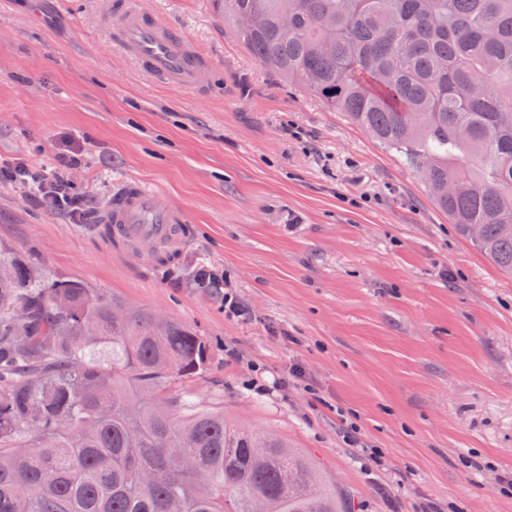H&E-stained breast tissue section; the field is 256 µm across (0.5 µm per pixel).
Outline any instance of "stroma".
Wrapping results in <instances>:
<instances>
[{
  "label": "stroma",
  "instance_id": "35a3bbf8",
  "mask_svg": "<svg viewBox=\"0 0 512 512\" xmlns=\"http://www.w3.org/2000/svg\"><path fill=\"white\" fill-rule=\"evenodd\" d=\"M112 3L0 0V158L51 170L75 152L60 171L85 211L0 182V251L208 339L206 372L173 393L311 454L355 512H512V277L396 152L260 66L212 0H139L212 60L201 93L113 45ZM126 179L194 224L174 259L90 233ZM200 267L225 288L195 287Z\"/></svg>",
  "mask_w": 512,
  "mask_h": 512
}]
</instances>
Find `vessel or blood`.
<instances>
[{"label":"vessel or blood","instance_id":"vessel-or-blood-1","mask_svg":"<svg viewBox=\"0 0 512 512\" xmlns=\"http://www.w3.org/2000/svg\"><path fill=\"white\" fill-rule=\"evenodd\" d=\"M117 17L119 44L146 73L192 91L216 79L208 59L188 46L175 28L158 25L148 12L122 4ZM92 232L125 245L150 241L166 256L186 245L194 228L185 211L161 205L142 182L127 181L113 189Z\"/></svg>","mask_w":512,"mask_h":512}]
</instances>
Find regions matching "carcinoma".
<instances>
[{
    "mask_svg": "<svg viewBox=\"0 0 512 512\" xmlns=\"http://www.w3.org/2000/svg\"><path fill=\"white\" fill-rule=\"evenodd\" d=\"M214 5L250 16L235 31L262 66L398 153L512 275V0ZM0 268V512H354L286 440L158 403L207 369L203 337L16 253Z\"/></svg>",
    "mask_w": 512,
    "mask_h": 512,
    "instance_id": "carcinoma-1",
    "label": "carcinoma"
}]
</instances>
